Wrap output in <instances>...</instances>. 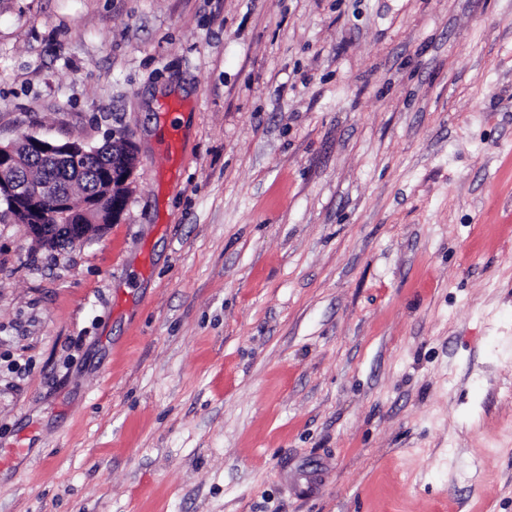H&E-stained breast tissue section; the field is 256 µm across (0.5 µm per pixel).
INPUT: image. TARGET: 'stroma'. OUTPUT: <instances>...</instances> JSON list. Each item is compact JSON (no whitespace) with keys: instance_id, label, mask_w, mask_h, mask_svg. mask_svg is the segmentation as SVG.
Here are the masks:
<instances>
[{"instance_id":"obj_1","label":"stroma","mask_w":512,"mask_h":512,"mask_svg":"<svg viewBox=\"0 0 512 512\" xmlns=\"http://www.w3.org/2000/svg\"><path fill=\"white\" fill-rule=\"evenodd\" d=\"M120 134L0 223V512H512V0H0V141ZM125 140V153L123 156H112L117 152L116 144L107 143L99 148H87L77 142L50 141L35 135H27L16 143L7 146L0 144V192L6 190L7 194L24 203V213L27 218L24 226L28 235L33 239L50 247L51 245H73L87 239L94 229L97 232L104 230L111 222L120 221L127 207L128 190L133 182L137 167V152L135 145L128 139ZM25 147L31 154L58 161H78L80 158L95 154L103 157H112V164L104 161L99 177L98 192L101 188L112 187V208L110 210L109 223L105 224L97 219L100 210L101 197L94 195L75 202L72 197L56 192L53 207L55 215L61 220V224L53 223L51 217L46 218L42 224L44 189L43 185H34L20 179H5V172L15 168L20 159L17 155L18 147ZM122 191L117 193L116 189Z\"/></svg>"}]
</instances>
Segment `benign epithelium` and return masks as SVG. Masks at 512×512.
Segmentation results:
<instances>
[{"mask_svg":"<svg viewBox=\"0 0 512 512\" xmlns=\"http://www.w3.org/2000/svg\"><path fill=\"white\" fill-rule=\"evenodd\" d=\"M24 147L31 154L58 161H78L80 158L97 152L77 142L50 141L35 135H27L16 143L7 146L0 144V191L24 203L27 218L24 226L28 235L46 246L73 245L87 239L92 232L102 231L107 227L97 219L101 197L94 195L79 202L60 192L54 196L55 215L61 220L59 224H44L43 214L44 189L20 179H5V172L19 163L17 148ZM137 167V152L130 140H125L124 155L103 163L99 176L98 188H112V208L110 222L120 221L127 207L128 190L133 183Z\"/></svg>","mask_w":512,"mask_h":512,"instance_id":"obj_1","label":"benign epithelium"}]
</instances>
